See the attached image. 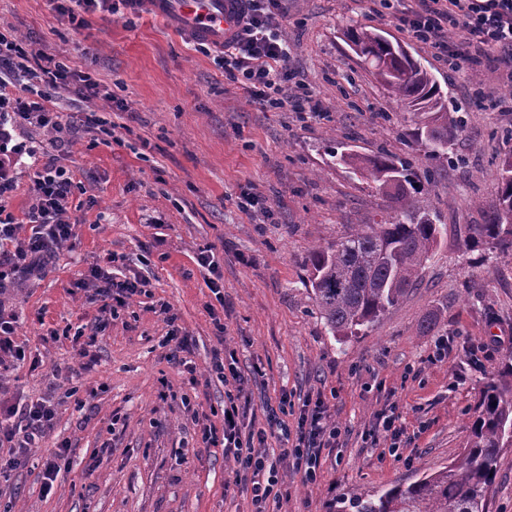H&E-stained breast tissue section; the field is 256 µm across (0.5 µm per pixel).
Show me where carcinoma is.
I'll list each match as a JSON object with an SVG mask.
<instances>
[{
    "instance_id": "1",
    "label": "carcinoma",
    "mask_w": 512,
    "mask_h": 512,
    "mask_svg": "<svg viewBox=\"0 0 512 512\" xmlns=\"http://www.w3.org/2000/svg\"><path fill=\"white\" fill-rule=\"evenodd\" d=\"M347 37L389 97L407 109L408 136L424 147L427 169L421 179L409 163L384 152L365 158L352 149L331 151L336 164L372 180L380 193L395 190L400 202L394 213L351 226L311 252L312 297L324 324L342 342L367 335L415 286L441 236L440 225L416 208V195L430 191L435 168L454 160L449 146L463 123L434 76L402 46L362 27L351 28ZM483 214V223L467 227L465 252L512 251V154L502 160L496 202ZM511 447L512 356L483 387L464 451L453 462L407 486L354 493L336 512H489L487 492L497 458Z\"/></svg>"
}]
</instances>
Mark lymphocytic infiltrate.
I'll return each mask as SVG.
<instances>
[{"label":"lymphocytic infiltrate","instance_id":"lymphocytic-infiltrate-1","mask_svg":"<svg viewBox=\"0 0 512 512\" xmlns=\"http://www.w3.org/2000/svg\"><path fill=\"white\" fill-rule=\"evenodd\" d=\"M279 4L280 0H247L239 34L225 44L219 60L225 76L238 82L263 109L291 106L301 115L319 117L322 111L318 102L288 65L290 48L281 35L283 15ZM399 23L417 41L437 49L447 59L449 70H475L491 62L503 83L512 84V0H417L416 9L401 15ZM4 60L51 85L65 81L70 74L67 65L39 50L23 51L0 33V62ZM29 119L53 130L59 127L53 112L42 103L23 97H0V288L10 274L32 268L38 258L72 238V226L65 215L73 182L62 170L45 167L33 176L25 210L27 223L35 227L30 237L19 238L18 224L6 211L15 178L5 126ZM224 413L222 427H202L201 442L207 448H222L249 472L253 512H268L278 480L276 463L257 449L266 441L267 432L257 430L254 440L242 441L237 397H228ZM4 416L18 418L20 425L0 427V447L9 449V464H22L30 448L43 437L54 412L40 402L22 409L0 405V418ZM340 436L341 430L328 419L323 401L310 399L297 422L296 443L284 448L283 454L291 458L305 481L313 482L320 467V449L335 447Z\"/></svg>","mask_w":512,"mask_h":512}]
</instances>
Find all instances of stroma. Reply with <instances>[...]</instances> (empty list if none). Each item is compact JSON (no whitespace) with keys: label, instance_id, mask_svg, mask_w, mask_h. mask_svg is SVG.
I'll use <instances>...</instances> for the list:
<instances>
[{"label":"stroma","instance_id":"1","mask_svg":"<svg viewBox=\"0 0 512 512\" xmlns=\"http://www.w3.org/2000/svg\"><path fill=\"white\" fill-rule=\"evenodd\" d=\"M411 0H284L282 34L290 68L327 113L305 121L292 109L266 111L224 75L213 56L148 11L87 13L78 28L48 0H0V28L90 77L98 93L68 84L34 90L58 112L60 131L14 126L16 190L8 204L21 227L34 171L59 168L73 181L71 241L0 293L14 316L24 360L0 375V399H45L54 423L24 468L0 478V512H251L239 464L221 449L189 453L203 424L221 425L229 393L243 388L246 428L282 416L296 428L306 396H321L341 428L321 451L315 483L281 460L275 512H332L353 491L408 484L463 451L482 387L512 356V252L465 253L466 227L492 204L499 161L512 152V86L494 66L451 72L431 46L396 18ZM380 30L434 74L449 103L466 108L453 145L461 163L434 174L417 206L442 228L408 295L364 336L337 341L306 286L310 252L349 224H370L397 208L394 197L337 165L330 147L364 156L385 151L424 173L421 147L404 111L347 44V28ZM96 113L97 126L85 117ZM258 205H247L250 196ZM211 250L216 273L196 257ZM118 264H111V257ZM147 280L93 346L78 327L102 314L93 273ZM214 278L220 291L206 285ZM188 337L187 365L169 360L170 333ZM448 354L432 361L438 338ZM87 356H80V347ZM232 351L243 385L211 370ZM167 399H159L161 382ZM395 406L410 444L390 454L361 433ZM69 452L52 489L42 464L60 444Z\"/></svg>","mask_w":512,"mask_h":512}]
</instances>
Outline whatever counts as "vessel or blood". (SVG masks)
<instances>
[{"instance_id":"vessel-or-blood-1","label":"vessel or blood","mask_w":512,"mask_h":512,"mask_svg":"<svg viewBox=\"0 0 512 512\" xmlns=\"http://www.w3.org/2000/svg\"><path fill=\"white\" fill-rule=\"evenodd\" d=\"M136 10H146L164 18L186 36L223 46L239 31L242 0H130Z\"/></svg>"}]
</instances>
